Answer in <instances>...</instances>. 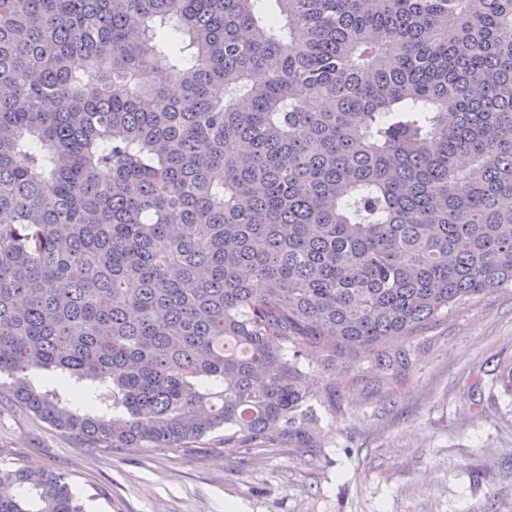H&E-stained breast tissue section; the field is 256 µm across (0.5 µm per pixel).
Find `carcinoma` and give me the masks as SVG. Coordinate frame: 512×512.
Segmentation results:
<instances>
[{
  "label": "carcinoma",
  "mask_w": 512,
  "mask_h": 512,
  "mask_svg": "<svg viewBox=\"0 0 512 512\" xmlns=\"http://www.w3.org/2000/svg\"><path fill=\"white\" fill-rule=\"evenodd\" d=\"M257 2L0 0V400L91 448H311L299 357L512 286V0Z\"/></svg>",
  "instance_id": "1"
}]
</instances>
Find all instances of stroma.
Returning a JSON list of instances; mask_svg holds the SVG:
<instances>
[{"label": "stroma", "instance_id": "1", "mask_svg": "<svg viewBox=\"0 0 512 512\" xmlns=\"http://www.w3.org/2000/svg\"><path fill=\"white\" fill-rule=\"evenodd\" d=\"M406 369L371 358L300 357L314 445L279 437L241 455L201 442L91 448L0 402V461L62 474L86 512H512V397L495 375L512 361V288L453 307L390 342ZM334 386L340 408L328 406Z\"/></svg>", "mask_w": 512, "mask_h": 512}]
</instances>
